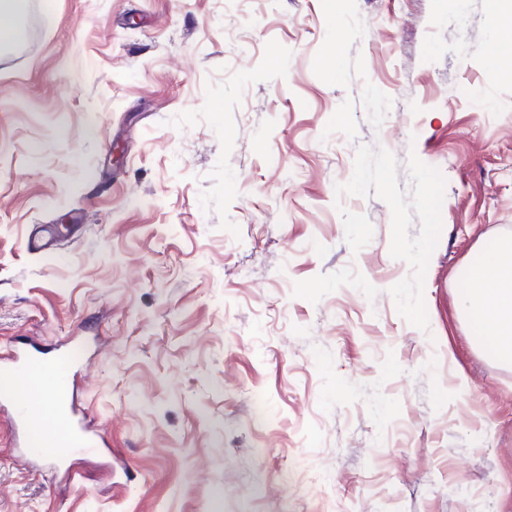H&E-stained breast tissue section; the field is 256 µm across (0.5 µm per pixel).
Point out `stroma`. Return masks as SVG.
<instances>
[{"label":"stroma","mask_w":512,"mask_h":512,"mask_svg":"<svg viewBox=\"0 0 512 512\" xmlns=\"http://www.w3.org/2000/svg\"><path fill=\"white\" fill-rule=\"evenodd\" d=\"M0 50V346L66 355L74 478L0 417V512H512L489 0H31ZM48 252L24 242L44 228ZM459 296L465 313L479 320V332L490 353L512 363V239L496 240L475 253L463 273ZM58 393H62L64 395V406L66 418L70 427V437L59 441L53 454V459L56 463H60V461L68 458L72 454L74 448H85L88 450L97 448L99 440L101 439L98 436L89 434L83 427L80 419H78L77 413L69 400L67 379L63 384H60L58 390L47 389L44 392L49 402L53 400L55 395Z\"/></svg>","instance_id":"1"}]
</instances>
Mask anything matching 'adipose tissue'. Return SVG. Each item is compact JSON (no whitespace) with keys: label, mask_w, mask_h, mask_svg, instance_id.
<instances>
[{"label":"adipose tissue","mask_w":512,"mask_h":512,"mask_svg":"<svg viewBox=\"0 0 512 512\" xmlns=\"http://www.w3.org/2000/svg\"><path fill=\"white\" fill-rule=\"evenodd\" d=\"M459 297L463 312L479 320V332L490 353L512 363V239L495 241L475 253Z\"/></svg>","instance_id":"adipose-tissue-1"}]
</instances>
